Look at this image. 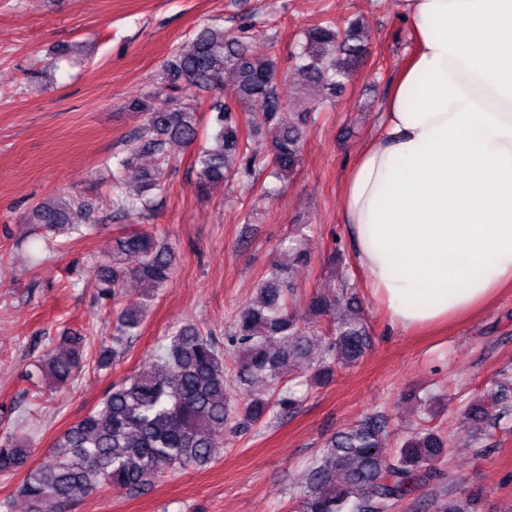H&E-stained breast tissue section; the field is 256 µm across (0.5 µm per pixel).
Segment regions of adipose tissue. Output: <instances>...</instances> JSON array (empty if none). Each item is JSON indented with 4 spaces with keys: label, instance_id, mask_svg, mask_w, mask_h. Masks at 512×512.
<instances>
[{
    "label": "adipose tissue",
    "instance_id": "ef3b65f1",
    "mask_svg": "<svg viewBox=\"0 0 512 512\" xmlns=\"http://www.w3.org/2000/svg\"><path fill=\"white\" fill-rule=\"evenodd\" d=\"M415 50L342 186L354 256L415 331L512 287V0H400Z\"/></svg>",
    "mask_w": 512,
    "mask_h": 512
}]
</instances>
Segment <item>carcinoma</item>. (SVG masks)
Here are the masks:
<instances>
[{
    "instance_id": "carcinoma-1",
    "label": "carcinoma",
    "mask_w": 512,
    "mask_h": 512,
    "mask_svg": "<svg viewBox=\"0 0 512 512\" xmlns=\"http://www.w3.org/2000/svg\"><path fill=\"white\" fill-rule=\"evenodd\" d=\"M368 53L363 21L319 19L297 42L293 73H281L265 41L244 42L220 26L200 28L166 62L168 88L136 98L129 108L144 123L127 154L112 169V208L117 215L139 213L165 191L164 170L174 152L199 137V102L206 101L211 133L198 148L194 173L206 191L224 181L244 179L259 168L274 185L297 174L303 159L308 115L332 105ZM318 91V98L286 102L280 82ZM269 138L268 155L249 153L258 133ZM150 154L154 168L138 166ZM26 223L50 236L90 234L91 211L78 194L59 193L34 204ZM307 224H299L279 245L292 265H306ZM134 256L137 263L125 264ZM105 263L95 288L106 299L122 298L126 284L144 288L138 301L118 317L126 330L142 320L145 301L171 281L176 253L153 234L130 230L104 250ZM330 290L313 294L306 318L289 305L294 281L291 265L273 260L258 284L256 301L234 310L224 346L191 323L175 329L167 344L137 374L112 384L99 406L71 423L53 442L50 461L26 469L16 489L28 512H55L100 487L134 490L163 470L203 467L216 458L224 433L243 432L293 410L303 389L324 384L336 370L355 365L371 345V328L350 286L342 259L331 255ZM83 337L69 332L34 365L31 376L47 377L55 387L71 383L82 369ZM125 352L123 338L102 345L97 366L108 369ZM233 354L234 368L226 364ZM264 383L255 390L253 385ZM512 413V374L503 372L468 402L462 414L479 443L487 428ZM432 403L421 423L394 452L386 451L387 423L370 415L333 434L307 468L293 496V512H389L417 487L440 479L438 465L448 455V440L430 426ZM29 439L10 435L0 441V475L25 469ZM481 494L462 490L417 504L421 512H478Z\"/></svg>"
}]
</instances>
